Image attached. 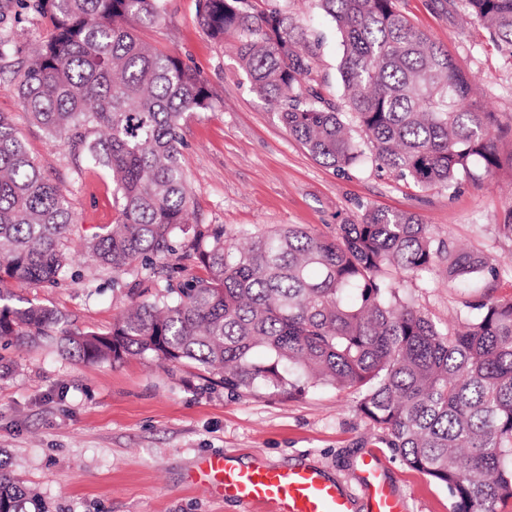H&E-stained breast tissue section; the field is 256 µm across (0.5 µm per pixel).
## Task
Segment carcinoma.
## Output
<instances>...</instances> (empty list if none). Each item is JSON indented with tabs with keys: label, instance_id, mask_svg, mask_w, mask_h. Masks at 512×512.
Instances as JSON below:
<instances>
[{
	"label": "carcinoma",
	"instance_id": "cac0c4a2",
	"mask_svg": "<svg viewBox=\"0 0 512 512\" xmlns=\"http://www.w3.org/2000/svg\"><path fill=\"white\" fill-rule=\"evenodd\" d=\"M164 0H19L50 20L18 81L20 103L52 139L112 178L118 217L84 240L98 264L134 277L130 306L96 331L58 308L13 303L11 287L58 285L72 266L73 212L11 120L0 113V341L56 345L82 363L151 356L191 363L231 391L290 398L320 385L358 412L412 469L448 488L451 512L512 501V297L502 265L435 238L411 213L367 208L332 234L299 224L233 243L222 224H191L182 121L211 107L200 75L143 42ZM339 33L343 97L312 83L303 29L251 0H199L214 40L237 39L250 90L317 160L339 171L369 158L427 189L454 190L512 170V123L479 112L470 79L398 0H318ZM512 57V0H466ZM202 275L159 284L157 260ZM440 272L481 288L454 327L400 290ZM0 512H47L0 463Z\"/></svg>",
	"mask_w": 512,
	"mask_h": 512
}]
</instances>
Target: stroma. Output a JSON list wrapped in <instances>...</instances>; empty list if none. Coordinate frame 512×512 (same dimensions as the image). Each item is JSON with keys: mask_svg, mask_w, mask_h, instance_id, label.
I'll list each match as a JSON object with an SVG mask.
<instances>
[{"mask_svg": "<svg viewBox=\"0 0 512 512\" xmlns=\"http://www.w3.org/2000/svg\"><path fill=\"white\" fill-rule=\"evenodd\" d=\"M256 10L288 12L316 42L313 76L340 102L343 48L317 0H253ZM432 40L448 49L477 87L480 111L512 120V58L489 32L440 0H400ZM198 0H165L161 22L142 30L146 42L179 56L205 81L212 106L182 124V162L194 200L192 221L221 224L231 234L280 224L322 232L363 208L417 214L439 238L512 260V242L496 226L512 210V174L464 182L456 194L421 189L374 164L340 172L316 160L250 90L233 39L218 43L197 22ZM52 30L47 18L0 0V34L18 51L0 63V112L11 116L45 176L64 189L75 216L68 239L77 250L76 281L26 288L21 297L68 312L75 327L109 331L128 303L110 273L81 256L83 238L114 223L112 180L52 140L24 112L17 81L33 47ZM404 294L441 325L454 321L463 294L434 276L402 281ZM381 432L356 410L352 395L328 386L284 399L268 392L237 395L204 380L195 365L162 367L152 357L85 364L49 346L0 349V460L49 512H242L190 476L202 458L233 454L274 466L315 463L351 490L359 488L364 453L381 451L408 512H450L441 486L409 468L380 442Z\"/></svg>", "mask_w": 512, "mask_h": 512, "instance_id": "35a3bbf8", "label": "stroma"}]
</instances>
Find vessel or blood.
<instances>
[{
  "label": "vessel or blood",
  "mask_w": 512,
  "mask_h": 512,
  "mask_svg": "<svg viewBox=\"0 0 512 512\" xmlns=\"http://www.w3.org/2000/svg\"><path fill=\"white\" fill-rule=\"evenodd\" d=\"M212 493L235 500L243 512H352L353 497L321 469H281L256 461L248 467L226 455L201 459L193 477ZM360 490L368 512H408L405 498L389 485L377 455L363 456Z\"/></svg>",
  "instance_id": "1"
}]
</instances>
